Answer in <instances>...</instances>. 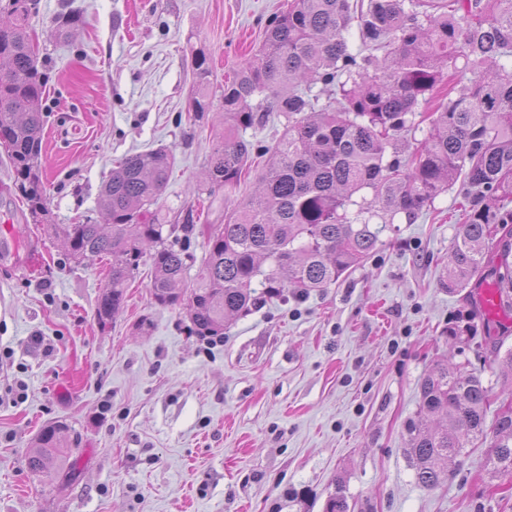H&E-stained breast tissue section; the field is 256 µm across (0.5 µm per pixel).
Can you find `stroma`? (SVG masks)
Masks as SVG:
<instances>
[{
  "label": "stroma",
  "mask_w": 512,
  "mask_h": 512,
  "mask_svg": "<svg viewBox=\"0 0 512 512\" xmlns=\"http://www.w3.org/2000/svg\"><path fill=\"white\" fill-rule=\"evenodd\" d=\"M291 0H38L32 18L43 100L41 171L50 219L101 220L113 162L164 147L175 165L157 203L181 224L199 199L222 127L224 85ZM83 15L68 42L51 20ZM209 54L211 105L190 110L191 55ZM0 147V221L39 254L0 257V512H325L336 489L360 512H512V481L487 447L457 458L433 489L405 452L420 383L446 356L499 393L495 338L472 288H449L448 250L464 220L460 185L336 284L258 300L220 336L160 306L140 266L111 324L96 307L107 263L70 262L11 190ZM456 338H449V330ZM61 425L72 479L31 475L43 426Z\"/></svg>",
  "instance_id": "stroma-1"
}]
</instances>
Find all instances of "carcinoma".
<instances>
[{
	"label": "carcinoma",
	"instance_id": "1",
	"mask_svg": "<svg viewBox=\"0 0 512 512\" xmlns=\"http://www.w3.org/2000/svg\"><path fill=\"white\" fill-rule=\"evenodd\" d=\"M31 0H0V145L15 190L69 259L111 260L97 307L105 326L124 290L149 261V291L160 306L187 301L198 336L224 335L226 320L255 304L254 284L270 295L289 288H326L375 251L383 228L415 220L463 178L468 210L448 253V287L463 288L486 267L503 305L512 307V243L491 256L486 241L512 224V0H293L272 16L258 53L224 85V128L206 165V191L221 223L208 236L198 281L183 287L194 210L181 226L185 244L170 241L175 225L152 208L174 164L157 148L123 157L103 185L105 220L51 224L39 175L45 76L30 37ZM356 29L359 46L348 36ZM384 51L383 57L374 52ZM192 111L209 109L210 58L192 55ZM468 74L455 96L433 101L445 77ZM335 88L316 108L312 86ZM285 118L281 138L255 176L256 190L236 198L253 154L243 131L264 113ZM429 122L419 140L420 122ZM422 417L407 426L406 453L418 483L435 488L448 461L476 443L488 445L491 472L512 479V414L486 415L497 395L482 378L437 361L420 383ZM60 427H45L27 458L49 482L71 476Z\"/></svg>",
	"mask_w": 512,
	"mask_h": 512
}]
</instances>
